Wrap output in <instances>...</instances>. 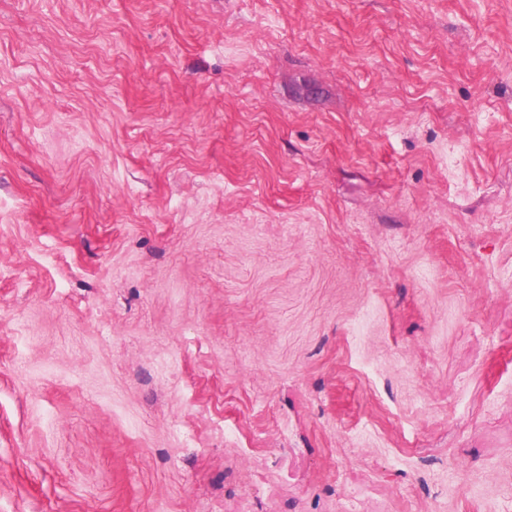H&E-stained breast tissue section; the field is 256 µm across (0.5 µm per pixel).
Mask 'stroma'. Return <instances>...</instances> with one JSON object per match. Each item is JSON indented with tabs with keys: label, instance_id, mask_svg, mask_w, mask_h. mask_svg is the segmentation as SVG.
Listing matches in <instances>:
<instances>
[{
	"label": "stroma",
	"instance_id": "35a3bbf8",
	"mask_svg": "<svg viewBox=\"0 0 512 512\" xmlns=\"http://www.w3.org/2000/svg\"><path fill=\"white\" fill-rule=\"evenodd\" d=\"M0 512H512V0H0Z\"/></svg>",
	"mask_w": 512,
	"mask_h": 512
}]
</instances>
